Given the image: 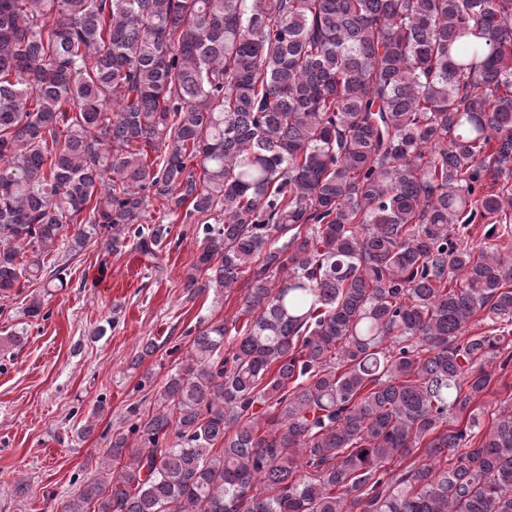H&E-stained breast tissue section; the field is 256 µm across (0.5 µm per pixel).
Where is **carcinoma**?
Instances as JSON below:
<instances>
[{
	"mask_svg": "<svg viewBox=\"0 0 512 512\" xmlns=\"http://www.w3.org/2000/svg\"><path fill=\"white\" fill-rule=\"evenodd\" d=\"M152 200L246 321L62 512H512V0H0V294ZM506 354L504 350L496 358H491L487 364L486 369L495 372V376L500 377L497 383L490 388L480 405V407H483L481 413L482 431L476 434L474 441H478L480 436L484 435L487 426L497 414L512 408V361L505 371H502L499 367L500 361Z\"/></svg>",
	"mask_w": 512,
	"mask_h": 512,
	"instance_id": "carcinoma-1",
	"label": "carcinoma"
}]
</instances>
